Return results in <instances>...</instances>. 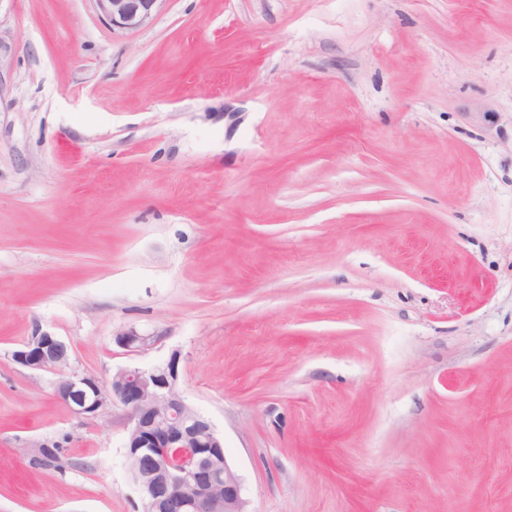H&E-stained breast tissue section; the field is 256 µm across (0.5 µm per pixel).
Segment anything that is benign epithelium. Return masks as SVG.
I'll return each mask as SVG.
<instances>
[{
  "mask_svg": "<svg viewBox=\"0 0 512 512\" xmlns=\"http://www.w3.org/2000/svg\"><path fill=\"white\" fill-rule=\"evenodd\" d=\"M101 17L122 30L151 25L164 0H94ZM157 337L129 328L115 336L128 352H141ZM12 359L37 370H62L68 347L37 330L12 352ZM180 356L151 369L126 367L109 388L91 376L64 374L55 397L76 416L95 415L116 401L126 410L127 457L144 501L143 512H249L242 476L228 460L224 439L211 422L179 395Z\"/></svg>",
  "mask_w": 512,
  "mask_h": 512,
  "instance_id": "7a95c632",
  "label": "benign epithelium"
}]
</instances>
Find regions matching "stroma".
<instances>
[{"label": "stroma", "instance_id": "1", "mask_svg": "<svg viewBox=\"0 0 512 512\" xmlns=\"http://www.w3.org/2000/svg\"><path fill=\"white\" fill-rule=\"evenodd\" d=\"M38 328L179 353L251 512H512V0H0V512H142ZM112 28L140 30L151 25L164 0H93ZM12 359L22 366L62 371L69 360L68 347L58 336L38 329L12 352ZM158 336L140 333L135 328L124 330L115 336V343L128 352L148 350L157 342Z\"/></svg>", "mask_w": 512, "mask_h": 512}]
</instances>
